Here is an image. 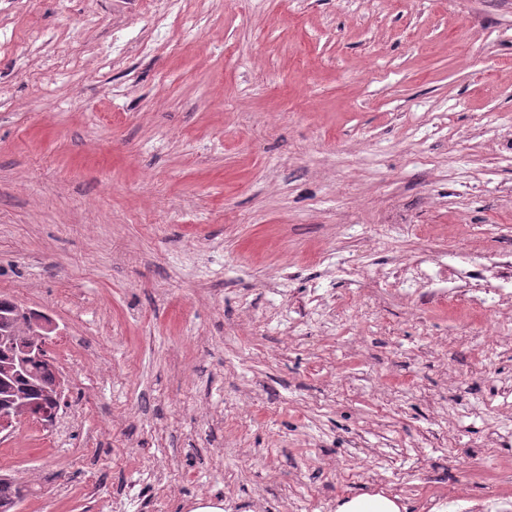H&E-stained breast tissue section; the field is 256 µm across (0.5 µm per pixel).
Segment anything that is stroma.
Wrapping results in <instances>:
<instances>
[{"mask_svg": "<svg viewBox=\"0 0 512 512\" xmlns=\"http://www.w3.org/2000/svg\"><path fill=\"white\" fill-rule=\"evenodd\" d=\"M0 97L21 512H512V307L383 281L512 251V0H0ZM11 299L0 298V409L23 414L28 410L44 412L59 411L63 393L57 391L59 371L48 360L33 364L26 372H19L18 362L28 336L27 321L13 309ZM55 323L34 321L30 324L31 336L20 365L24 367L29 359H40L47 351ZM59 390L65 388L64 378L59 377ZM399 497H388L382 493L360 494L344 501L337 512H400L407 510L399 505Z\"/></svg>", "mask_w": 512, "mask_h": 512, "instance_id": "obj_1", "label": "stroma"}]
</instances>
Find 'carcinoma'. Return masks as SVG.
<instances>
[{
  "label": "carcinoma",
  "mask_w": 512,
  "mask_h": 512,
  "mask_svg": "<svg viewBox=\"0 0 512 512\" xmlns=\"http://www.w3.org/2000/svg\"><path fill=\"white\" fill-rule=\"evenodd\" d=\"M27 328V321L14 311L11 300L0 298V408L18 414L57 411L63 394L57 391L59 371L51 360L33 364L26 372L18 371ZM24 497V488L14 478L0 476V512H14Z\"/></svg>",
  "instance_id": "cac0c4a2"
}]
</instances>
